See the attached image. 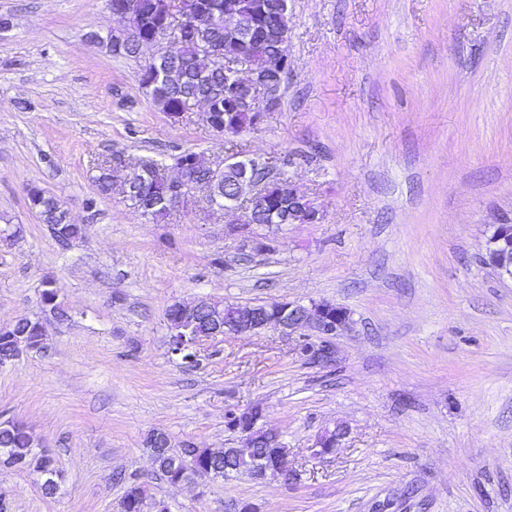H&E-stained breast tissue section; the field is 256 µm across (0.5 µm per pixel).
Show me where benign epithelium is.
<instances>
[{
  "instance_id": "1",
  "label": "benign epithelium",
  "mask_w": 512,
  "mask_h": 512,
  "mask_svg": "<svg viewBox=\"0 0 512 512\" xmlns=\"http://www.w3.org/2000/svg\"><path fill=\"white\" fill-rule=\"evenodd\" d=\"M108 9L113 16L127 23L125 29L112 32V48L117 50L121 49L122 43L134 41L135 32L143 19H156L165 29L168 28L172 17L176 18L179 25L187 22L219 26L223 23L227 25L233 20L237 23L236 34L239 37L247 29L246 17L240 10L239 0H224L223 12L217 15L200 11L199 0H151L147 12L137 0H117L115 3H108ZM167 38L173 39L175 34L167 31L140 40L136 43L138 53L151 51L148 62L155 65L169 61L172 53L162 48V43ZM288 39V29L274 32V48L264 54L262 64L258 68L252 64L234 66L231 63L232 54L215 53L216 66L229 69L230 78L224 82V88L235 91V109L239 112H249L253 116L252 124L249 126L251 130L265 124L271 118L282 98L284 86L272 87L267 84V78L280 75L283 79H288V70L291 66L287 53ZM200 104L204 106V115L209 126L218 134H223L224 128L216 120V112L220 111V99L213 97L208 101H200ZM170 169L176 172V177L168 176L165 168L161 169V175L174 187V194L168 202L169 209L173 211L182 207L193 192L205 189L208 191L207 201L210 206L226 213L241 214L243 224L253 223L254 213L258 210L264 211L273 224H319L323 219L320 208L306 193L280 179L271 181V184L285 204L278 207L270 206L269 199L266 198L268 188L264 183L257 182L255 175L263 173L269 176L272 174V167L248 154L227 152L221 159L208 162L209 176L205 181L196 180L189 164L181 159L173 162ZM228 172L235 173L236 191L232 197L226 199L221 185L224 183V174ZM496 228V236L487 244L486 251L505 256L512 262V225L498 224ZM204 307L211 314L210 337L256 336L269 329L283 336L297 333L299 340L295 344V351L311 365L328 366L336 363L334 339L350 327L347 312L326 303L304 305L285 302L281 312L266 314L256 323L252 321L253 313L245 305L221 306L201 298L191 303L178 304L179 318L167 322L168 343L172 354L182 356L185 362H191L196 358V346L204 340L194 327L197 313ZM254 413L253 407L238 414L229 413L231 417H241L243 422H251L249 427H237L243 434L242 443L245 448L255 447L253 431L258 419L254 418ZM346 434L347 428L339 424L332 430L322 431L312 445V454L318 457L325 456L326 449L339 447ZM243 469L251 478L263 480L270 470V462L263 457L251 456L244 461ZM276 472L277 479L285 484L295 479L297 473L288 454L283 453L276 458Z\"/></svg>"
}]
</instances>
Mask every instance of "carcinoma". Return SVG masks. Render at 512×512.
I'll return each mask as SVG.
<instances>
[{"label":"carcinoma","instance_id":"carcinoma-1","mask_svg":"<svg viewBox=\"0 0 512 512\" xmlns=\"http://www.w3.org/2000/svg\"><path fill=\"white\" fill-rule=\"evenodd\" d=\"M275 0H264L266 10L260 20L259 27L252 29L251 38L230 45L234 55L245 58L248 62L257 61L261 50L271 47V43L264 39L261 29H277L289 27L290 18L279 12ZM228 41V34L224 33V26L208 27L198 25L192 30L185 29L177 36L180 45L174 52L171 66L175 67L180 77L177 81H160L146 88V93L154 106L161 112H175L185 110L186 104L206 93L224 92V73L213 67L211 58L198 50L201 42L210 43L216 47L224 48ZM161 164L154 162L149 168H137V193L132 201L153 203L150 217L157 219L169 215L166 206L169 195V185L160 178L155 169ZM30 205L49 225L54 237L60 243L68 244L82 236L84 227L71 221L57 202L46 193L33 186L29 189ZM17 330L35 339L42 335V327L38 321L30 318H20L11 324V329L0 331V357L13 352L12 330ZM164 433L152 431L146 437L147 447L150 448L154 464L168 483L178 485L192 480L195 469L210 467L214 476L224 478L229 475L240 474L242 456L233 452L222 455H213L207 448H193L182 455L162 454L158 452V442ZM13 457L18 462L17 469H33L41 475V491L46 497H54L55 489L60 487L62 474L57 467L54 457L45 452L35 451L32 433L22 423L0 426V457ZM147 507L146 491L140 483H130L120 502L121 512H144Z\"/></svg>","mask_w":512,"mask_h":512}]
</instances>
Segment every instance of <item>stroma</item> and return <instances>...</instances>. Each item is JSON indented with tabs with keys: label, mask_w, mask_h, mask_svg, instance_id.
<instances>
[{
	"label": "stroma",
	"mask_w": 512,
	"mask_h": 512,
	"mask_svg": "<svg viewBox=\"0 0 512 512\" xmlns=\"http://www.w3.org/2000/svg\"><path fill=\"white\" fill-rule=\"evenodd\" d=\"M288 15L281 104L237 142L324 218L242 229L202 191L157 222L98 196L113 156L212 158L224 138L201 108L157 110L144 57L108 46L123 22L106 0H0V325L39 317L48 280L67 313L45 350L0 367V421L24 422L64 476L47 499L36 471L0 467L8 512H118L132 474L146 512H512V277L483 262L512 224V0H289ZM32 186L84 236L61 247ZM198 297L328 302L352 326L328 367L273 330L205 340L189 364L166 310ZM253 405L297 481L155 471L149 432L237 448L224 415ZM338 422L341 448L313 456Z\"/></svg>",
	"instance_id": "obj_1"
}]
</instances>
